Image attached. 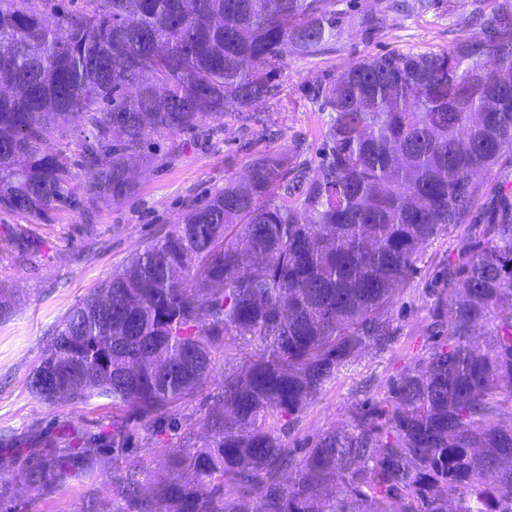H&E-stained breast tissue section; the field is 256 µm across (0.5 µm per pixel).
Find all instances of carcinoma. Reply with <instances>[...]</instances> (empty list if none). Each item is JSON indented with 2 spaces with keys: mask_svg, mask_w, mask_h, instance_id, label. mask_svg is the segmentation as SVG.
<instances>
[{
  "mask_svg": "<svg viewBox=\"0 0 512 512\" xmlns=\"http://www.w3.org/2000/svg\"><path fill=\"white\" fill-rule=\"evenodd\" d=\"M27 2L0 0V210L38 216L126 198L129 159L214 132L230 103L243 115L278 99L284 52L327 51L343 29L335 0ZM479 14L450 51L369 57L319 86L315 172L254 160L69 311L31 393L107 398L147 439L178 434L163 482L113 467L135 447L117 418L78 447L19 448L0 471L47 496L99 470L114 512H512V188L441 273L440 342L391 405L354 408L300 457L282 438L355 353L386 344L422 246L464 221L474 174L512 152V5ZM69 137L74 155L51 147ZM219 364L205 432L162 421Z\"/></svg>",
  "mask_w": 512,
  "mask_h": 512,
  "instance_id": "cac0c4a2",
  "label": "carcinoma"
}]
</instances>
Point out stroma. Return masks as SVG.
<instances>
[{
	"label": "stroma",
	"instance_id": "stroma-1",
	"mask_svg": "<svg viewBox=\"0 0 512 512\" xmlns=\"http://www.w3.org/2000/svg\"><path fill=\"white\" fill-rule=\"evenodd\" d=\"M376 5L377 0H337L344 25L335 45L316 55L287 54L278 71L281 104L261 101L254 106L270 117L272 135L258 134L230 111L213 136L189 141L177 135L156 145L133 166V194L119 203L99 201L92 216L64 208L52 211L45 222L0 210V291L10 306L0 317V433L26 444L43 434L67 438L111 426V401L51 404L29 390L32 369L70 309L120 272L132 255L181 223L190 202L207 200L225 183L245 178L257 156L274 155L285 164L316 169L328 115L311 100L313 87L371 56L443 51L476 33L467 21L473 0H433L419 13H388L382 25L369 32L361 17ZM477 180L482 189L464 223L449 226L423 246L415 274L389 311L394 331L389 345L381 351L362 350L340 367L288 429V447H305L341 425L358 403L385 401L390 383L432 346L435 278L465 243L477 237L501 186L512 184V152L503 153L497 165L479 173ZM221 380V373H214L198 396L171 405L167 417L200 425ZM177 445L173 434L163 446L139 438L134 454L142 464V477L164 478L170 450ZM0 480L11 489L0 512H88L90 504H112V481L96 471L70 479L48 497L29 491L17 472L4 473Z\"/></svg>",
	"mask_w": 512,
	"mask_h": 512
}]
</instances>
